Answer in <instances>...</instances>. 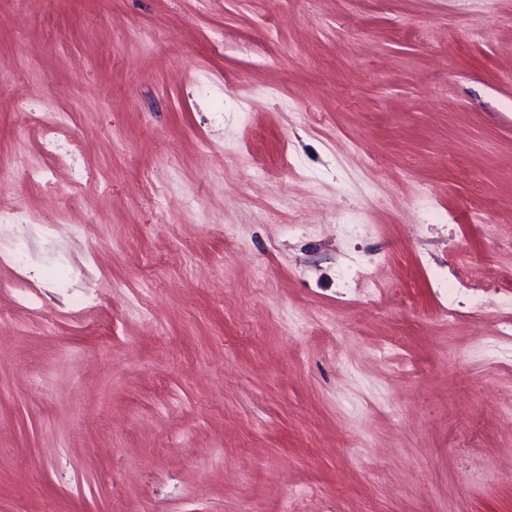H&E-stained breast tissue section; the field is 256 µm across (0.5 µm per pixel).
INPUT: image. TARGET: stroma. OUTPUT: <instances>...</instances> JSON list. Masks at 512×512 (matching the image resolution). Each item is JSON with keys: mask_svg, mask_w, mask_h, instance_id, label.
Instances as JSON below:
<instances>
[{"mask_svg": "<svg viewBox=\"0 0 512 512\" xmlns=\"http://www.w3.org/2000/svg\"><path fill=\"white\" fill-rule=\"evenodd\" d=\"M1 64L0 512H512V0H0Z\"/></svg>", "mask_w": 512, "mask_h": 512, "instance_id": "35a3bbf8", "label": "stroma"}]
</instances>
